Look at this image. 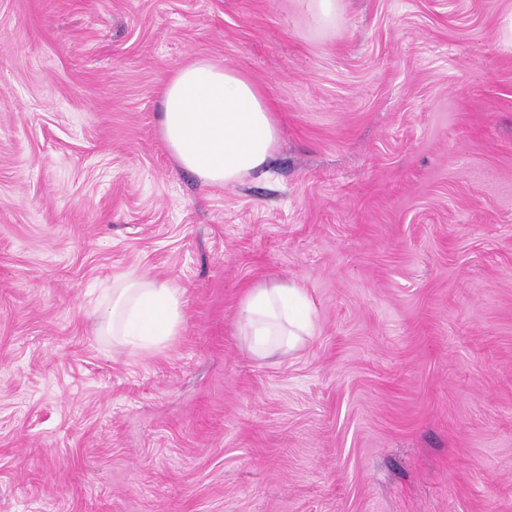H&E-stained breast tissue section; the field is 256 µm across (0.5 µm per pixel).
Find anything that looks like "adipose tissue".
Returning <instances> with one entry per match:
<instances>
[{"mask_svg": "<svg viewBox=\"0 0 512 512\" xmlns=\"http://www.w3.org/2000/svg\"><path fill=\"white\" fill-rule=\"evenodd\" d=\"M162 139L178 165L203 184L229 186L260 171L278 140L263 91L246 75L196 59L178 69L162 90ZM100 330L123 344L158 346L182 322L183 290L133 274L113 281ZM259 359L297 349L313 336L311 304L292 281L250 289L237 321Z\"/></svg>", "mask_w": 512, "mask_h": 512, "instance_id": "ef3b65f1", "label": "adipose tissue"}]
</instances>
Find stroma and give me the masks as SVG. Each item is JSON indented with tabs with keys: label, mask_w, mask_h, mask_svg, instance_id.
Returning <instances> with one entry per match:
<instances>
[{
	"label": "stroma",
	"mask_w": 512,
	"mask_h": 512,
	"mask_svg": "<svg viewBox=\"0 0 512 512\" xmlns=\"http://www.w3.org/2000/svg\"><path fill=\"white\" fill-rule=\"evenodd\" d=\"M512 0H0V512H512ZM275 109L217 187L160 127L197 58ZM183 288L153 352L113 279ZM310 297L261 360L249 289ZM307 10L320 25L327 26L336 19L338 0H303ZM312 313L303 288L294 281H279L247 292L237 327L255 357L269 359L313 336Z\"/></svg>",
	"instance_id": "stroma-1"
}]
</instances>
